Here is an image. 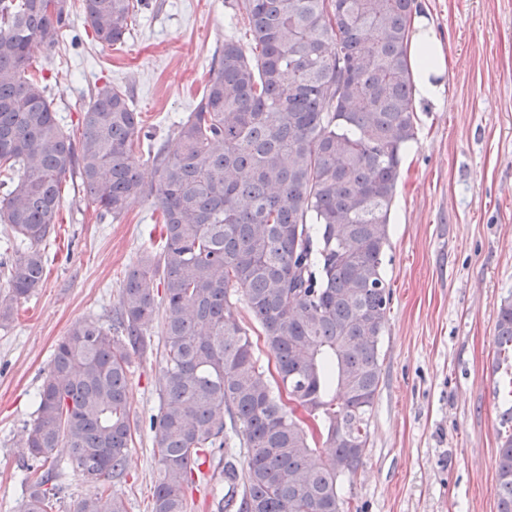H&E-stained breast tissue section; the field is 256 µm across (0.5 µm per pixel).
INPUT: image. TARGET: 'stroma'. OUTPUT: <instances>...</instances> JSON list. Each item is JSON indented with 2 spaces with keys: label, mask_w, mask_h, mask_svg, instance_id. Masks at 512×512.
I'll list each match as a JSON object with an SVG mask.
<instances>
[{
  "label": "stroma",
  "mask_w": 512,
  "mask_h": 512,
  "mask_svg": "<svg viewBox=\"0 0 512 512\" xmlns=\"http://www.w3.org/2000/svg\"><path fill=\"white\" fill-rule=\"evenodd\" d=\"M237 0H146L121 44L97 42L81 0L51 51L34 47L58 118L71 136L92 91L129 90L146 132L163 138L197 105ZM448 55L441 97L416 103V140L402 161L384 253L391 301L380 341L382 377L363 463L344 489V512H498L496 458L512 407V360L495 343L512 296V0H416ZM151 203L100 219L65 187L47 278L0 326V512H21L22 440L58 342L73 323H109L128 269L163 240ZM159 357L134 359L128 386L137 427L127 476L115 484L127 512H151L157 476L151 415L164 387ZM56 512H75L92 487L58 451ZM224 489V455L208 457L189 512Z\"/></svg>",
  "instance_id": "stroma-1"
}]
</instances>
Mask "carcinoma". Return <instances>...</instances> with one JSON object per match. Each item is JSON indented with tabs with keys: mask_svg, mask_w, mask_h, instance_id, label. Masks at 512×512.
Segmentation results:
<instances>
[{
	"mask_svg": "<svg viewBox=\"0 0 512 512\" xmlns=\"http://www.w3.org/2000/svg\"><path fill=\"white\" fill-rule=\"evenodd\" d=\"M60 2L0 0V174L11 183L0 224L29 244L0 261V325L45 281L39 245L55 231L68 178L115 221L152 202L164 245L128 270L110 326L77 321L57 344L26 447L43 461L66 449L73 471L95 484L76 512H126L100 479L126 476L131 356L151 350L158 318L165 385L151 512H188L206 448L224 449L217 512H344L382 376L383 257L415 140L414 0H238L244 32L224 36L202 98L167 139L142 133L130 96L110 85L91 95L79 138L60 126L28 72L33 47L53 50L69 25ZM143 2L82 6L97 41L112 46ZM240 300L274 360L273 382L234 314ZM496 345L512 359L511 299ZM234 437L246 448L241 471ZM497 469L498 512H512L511 434ZM56 479L53 469L35 474L23 512H53Z\"/></svg>",
	"mask_w": 512,
	"mask_h": 512,
	"instance_id": "carcinoma-1",
	"label": "carcinoma"
}]
</instances>
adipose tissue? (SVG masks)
Masks as SVG:
<instances>
[{
    "instance_id": "ef3b65f1",
    "label": "adipose tissue",
    "mask_w": 512,
    "mask_h": 512,
    "mask_svg": "<svg viewBox=\"0 0 512 512\" xmlns=\"http://www.w3.org/2000/svg\"><path fill=\"white\" fill-rule=\"evenodd\" d=\"M408 57L416 98H439L448 72V57L433 24L426 16L417 15L411 21Z\"/></svg>"
}]
</instances>
